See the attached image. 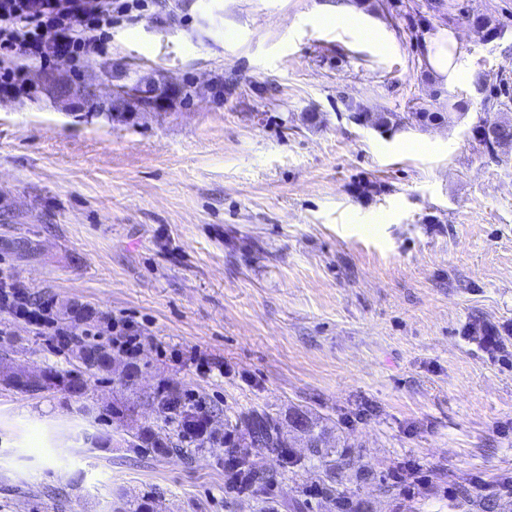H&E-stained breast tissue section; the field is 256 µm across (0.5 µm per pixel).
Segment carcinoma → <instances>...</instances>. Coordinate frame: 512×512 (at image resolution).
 Segmentation results:
<instances>
[{
  "mask_svg": "<svg viewBox=\"0 0 512 512\" xmlns=\"http://www.w3.org/2000/svg\"><path fill=\"white\" fill-rule=\"evenodd\" d=\"M473 131L478 141L491 153L502 140L512 141V121L507 119L483 118L477 122ZM72 350L75 352L83 371L74 373L70 370L48 366L38 373L19 374L6 363L7 354H0V384L23 392H42L48 388L64 392L70 397H81L84 394L85 384L81 378L91 377L112 371V355L109 346L104 344L97 336H80L73 340ZM152 405L163 422L159 430L136 424L135 409H128L125 417L132 422L133 446L144 448L158 454H168L172 451L189 455L193 450L205 447V444L214 440L215 435L210 433L203 438L192 439L188 431L194 427L195 411L181 405L178 392L169 388L158 390L151 398ZM294 416L304 423V431L308 441L306 447L311 449L323 470L324 480L332 483L338 481L342 471L347 466L346 456L326 447V438L329 428L312 419L307 412L298 410ZM236 424L246 431L250 444L258 445L270 450L288 447V438L283 436L276 419L266 414L251 413L240 416ZM190 444L188 448L172 446L170 433ZM227 485L240 492L252 487L255 474L245 456H238L225 466ZM123 512H154V498L144 495L138 499L126 502Z\"/></svg>",
  "mask_w": 512,
  "mask_h": 512,
  "instance_id": "obj_1",
  "label": "carcinoma"
}]
</instances>
